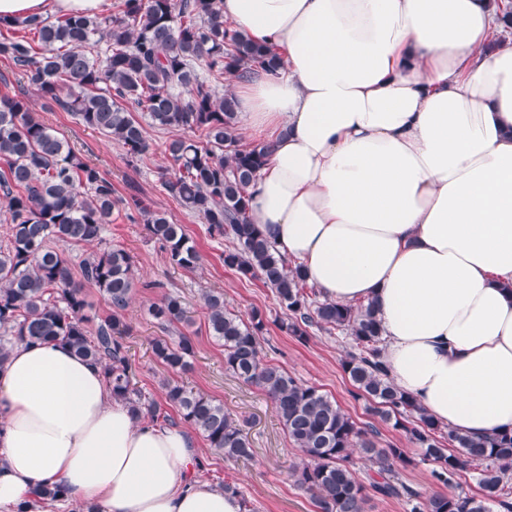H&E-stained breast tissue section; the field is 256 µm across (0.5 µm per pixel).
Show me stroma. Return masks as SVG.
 Wrapping results in <instances>:
<instances>
[{"mask_svg":"<svg viewBox=\"0 0 512 512\" xmlns=\"http://www.w3.org/2000/svg\"><path fill=\"white\" fill-rule=\"evenodd\" d=\"M4 93L29 95L34 112L96 164L119 195L137 196L148 209L167 213L196 242L202 261L198 268L188 271L169 261L159 243L150 238L142 218L113 214L105 231L106 240L124 247L134 260L135 288L125 314L129 327L125 341L138 387L148 397L159 401L164 398L162 381L168 373L155 361L150 346L154 338L162 336L163 330L147 316L146 309L164 294L178 295L193 320L187 334L196 351L193 367L180 376V383L222 401L225 410L246 424L252 457L231 461L208 446H201V456L210 462L204 481L217 487L226 482L235 484L254 512H319L311 495L296 487L289 476V467L298 460L299 453L291 447L270 401L258 388L243 384L224 370V349L207 330L203 300L206 291L215 289L223 291L225 305L238 315H248L255 308L264 312L268 320L260 338L264 359L282 365L299 382L315 386L334 398L359 426L376 427L380 447L406 449L415 463L408 467L395 465L399 478L422 494L437 491L431 475L433 466L423 460L420 449L410 443L405 433L373 416L367 401L355 398L354 388L341 368L343 334L314 331L307 341L301 342L282 332L277 321L283 311L271 290L259 280L240 279L235 271L225 267L221 258L225 243L211 239L204 221L162 189L159 173L170 165L165 151L169 133L148 129L149 150L142 161L131 164L119 144L79 124L70 113L44 110L41 99L22 80L15 66L0 58V94Z\"/></svg>","mask_w":512,"mask_h":512,"instance_id":"1","label":"stroma"}]
</instances>
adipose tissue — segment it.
I'll use <instances>...</instances> for the list:
<instances>
[{"mask_svg": "<svg viewBox=\"0 0 512 512\" xmlns=\"http://www.w3.org/2000/svg\"><path fill=\"white\" fill-rule=\"evenodd\" d=\"M110 0H0V20ZM271 47L236 83L274 149L249 188L264 235L323 299L371 305L394 384L478 440L512 430V46L490 0H221ZM197 436L134 419L59 343L0 366V512L61 486L102 512H242L196 477Z\"/></svg>", "mask_w": 512, "mask_h": 512, "instance_id": "1", "label": "adipose tissue"}]
</instances>
